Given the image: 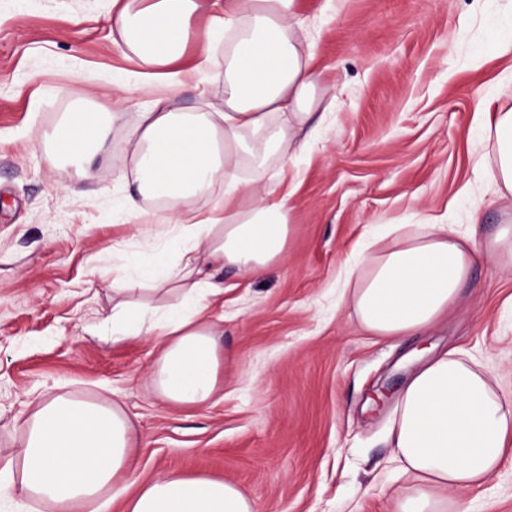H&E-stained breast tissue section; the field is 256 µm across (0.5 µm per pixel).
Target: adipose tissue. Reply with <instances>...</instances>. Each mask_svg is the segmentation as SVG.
Instances as JSON below:
<instances>
[{
    "label": "adipose tissue",
    "mask_w": 512,
    "mask_h": 512,
    "mask_svg": "<svg viewBox=\"0 0 512 512\" xmlns=\"http://www.w3.org/2000/svg\"><path fill=\"white\" fill-rule=\"evenodd\" d=\"M210 25L193 26L207 5ZM121 46L143 65L144 85L182 84L175 67L189 41L211 44L216 27L233 43L224 61L223 107L210 112L169 108L157 96L127 138L134 190L118 204L142 215L144 201L208 196L223 183L206 217L170 214L173 251L156 248L151 225L136 234L149 253L143 280L182 290L179 303L153 306L112 277V338L156 336L160 350L150 377L161 399L179 407L214 400L224 351L206 311L224 292L222 272L258 275L284 260L292 225L288 197L265 184L268 156L293 165L316 127L313 52L298 37L307 21L299 0H112ZM492 153L475 155L479 180L508 206L492 232H459L452 224H393L365 241L347 266V301L360 326L382 338L411 336L444 320L484 258L512 271V107L479 112ZM55 152L90 169L112 157L101 112L78 111L52 133ZM393 445L411 492L396 512H470L468 490L512 457V397L472 356L451 350L424 364L396 403ZM21 465L0 464V498L15 494L49 503L55 512H83L102 498L122 500L124 512H255L232 482L170 473L132 489L138 435L115 401L47 393L21 425Z\"/></svg>",
    "instance_id": "ef3b65f1"
}]
</instances>
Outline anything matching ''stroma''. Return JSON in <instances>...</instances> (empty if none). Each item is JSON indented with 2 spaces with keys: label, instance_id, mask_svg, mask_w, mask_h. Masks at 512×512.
Returning a JSON list of instances; mask_svg holds the SVG:
<instances>
[{
  "label": "stroma",
  "instance_id": "35a3bbf8",
  "mask_svg": "<svg viewBox=\"0 0 512 512\" xmlns=\"http://www.w3.org/2000/svg\"><path fill=\"white\" fill-rule=\"evenodd\" d=\"M300 7L328 111L293 167L267 162L282 174L274 197L293 206L288 256L259 276L225 273L208 309L223 396L179 408L153 391L155 339L116 342L99 328L112 313L110 271L125 263L108 246L139 250L134 219L112 208L130 174L128 132L153 98L141 65L113 42L112 0H0V459L18 458L19 425L40 395L110 398L139 434L135 485L205 474L234 483L256 512H393L408 484L392 395L429 354L463 350L512 394V273L494 261L475 267L448 321L408 338L364 333L338 286L371 225L444 216L464 231L474 213L484 231L499 224L504 202L472 158L485 148L478 103L512 107V84L499 79L512 53L494 43L512 0ZM225 42L187 44L175 108L223 105ZM78 95L116 116L112 164L82 171L53 154L49 136ZM468 497L471 512H512V460Z\"/></svg>",
  "mask_w": 512,
  "mask_h": 512
}]
</instances>
